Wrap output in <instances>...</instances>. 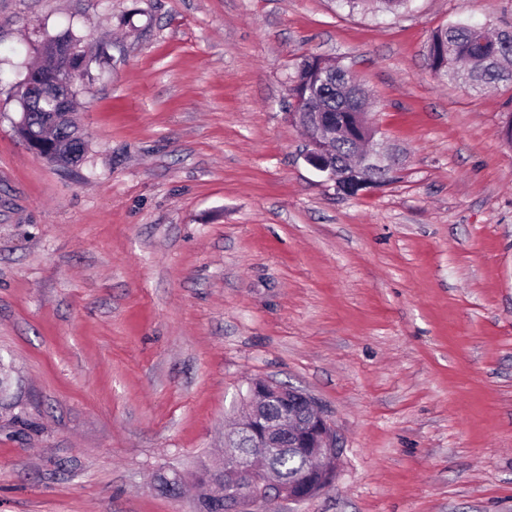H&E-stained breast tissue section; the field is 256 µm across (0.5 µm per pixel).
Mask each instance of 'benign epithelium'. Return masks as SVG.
<instances>
[{"mask_svg": "<svg viewBox=\"0 0 512 512\" xmlns=\"http://www.w3.org/2000/svg\"><path fill=\"white\" fill-rule=\"evenodd\" d=\"M57 59L61 69L71 74L83 67L68 48L60 49ZM23 92L32 102H39L48 94L56 96L59 111L45 116L48 123L55 125L69 118L66 111L69 86L65 81L55 79L47 84L30 79L24 84ZM313 116L312 112L288 113L291 122L304 129L306 162L326 180L334 182L338 190L349 194L376 185L365 175V167L370 163L389 167L395 157L364 154L357 163L350 157L334 165L333 145L339 138L351 137V133L345 126L314 123ZM242 401L246 405L245 414L225 434L224 455L216 466L224 471V480L210 482L203 501L224 502L220 512H269L277 509L282 501H305L329 485L340 448L334 429L312 398L282 384L256 379L249 383ZM287 444L314 465L306 467L295 482L283 486L275 473L254 466L250 449L262 448L270 455Z\"/></svg>", "mask_w": 512, "mask_h": 512, "instance_id": "obj_1", "label": "benign epithelium"}]
</instances>
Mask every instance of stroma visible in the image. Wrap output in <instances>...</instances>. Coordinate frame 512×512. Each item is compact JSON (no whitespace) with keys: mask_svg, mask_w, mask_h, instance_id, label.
Returning a JSON list of instances; mask_svg holds the SVG:
<instances>
[{"mask_svg":"<svg viewBox=\"0 0 512 512\" xmlns=\"http://www.w3.org/2000/svg\"><path fill=\"white\" fill-rule=\"evenodd\" d=\"M512 0H0V512H194L248 381L318 404L331 485L280 512H512V84L436 80L432 33ZM67 31L109 64L62 168L15 123ZM369 90L394 180L303 159L300 57ZM63 42L71 44L78 48H79V46H81L83 49V46L81 45L82 44L81 39H78L69 33H66L64 35H57V36L49 37L43 42L42 53H41L43 61H42L41 66L27 71L26 77H25L24 81L19 85V88L15 95L17 97V102L19 103L20 108H21V113H20L21 115L24 112L32 111L30 104L28 103L27 100L24 99L23 93H20L21 86L27 80V78L30 74L39 72L51 64V62L53 61V52H54L55 48L58 47Z\"/></svg>","mask_w":512,"mask_h":512,"instance_id":"35a3bbf8","label":"stroma"}]
</instances>
